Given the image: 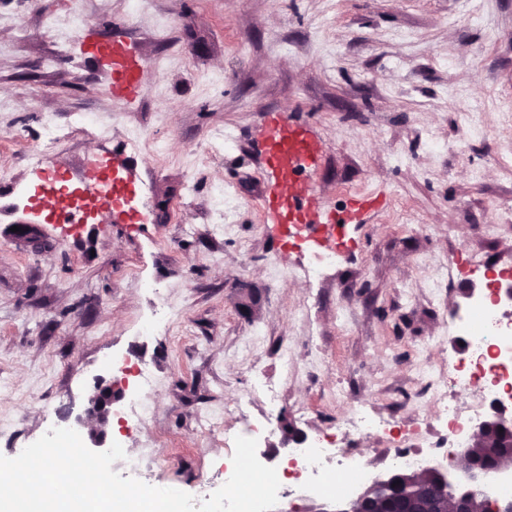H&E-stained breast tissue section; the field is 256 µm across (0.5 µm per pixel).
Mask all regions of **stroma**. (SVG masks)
Listing matches in <instances>:
<instances>
[{"mask_svg":"<svg viewBox=\"0 0 512 512\" xmlns=\"http://www.w3.org/2000/svg\"><path fill=\"white\" fill-rule=\"evenodd\" d=\"M181 46L166 45L127 20L126 0H0V455L41 436L43 408L56 403L69 427L99 384L129 393V368L151 365L152 417L136 431L111 422L107 441L127 457L151 444L150 485L194 492L224 483L229 439L245 427L234 409L256 381L282 390L281 416L306 435L348 411L356 393L378 412L412 387L410 361L435 373L462 352L443 338L449 314L486 291L478 251L506 259L512 284V0H150ZM77 24L58 45L54 19ZM123 40L156 68L135 103L112 97V78L84 50L88 35ZM113 112L102 136L73 135L47 166L71 186L124 151L128 127L140 152L124 181L151 183L139 202L165 222L122 217L55 224L40 201L26 154L44 113L67 120ZM310 128L324 145L309 182L329 206L385 195L369 223L345 230L347 246L321 285L301 270L309 253L284 246L264 221V113ZM482 135L470 137L473 126ZM233 130L240 148L210 138ZM447 144L430 154L427 140ZM192 193H185V183ZM237 196L224 238L211 235L216 188ZM40 225L56 248L34 254L12 235ZM454 264L453 278L439 277ZM438 292L425 293L429 279ZM167 290L173 314L150 336L142 322ZM255 297L251 313L240 291ZM296 356L283 363L281 342ZM118 352L126 370L103 367ZM224 413L215 431L199 416Z\"/></svg>","mask_w":512,"mask_h":512,"instance_id":"1","label":"stroma"}]
</instances>
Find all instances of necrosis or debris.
Masks as SVG:
<instances>
[{
	"label": "necrosis or debris",
	"mask_w": 512,
	"mask_h": 512,
	"mask_svg": "<svg viewBox=\"0 0 512 512\" xmlns=\"http://www.w3.org/2000/svg\"><path fill=\"white\" fill-rule=\"evenodd\" d=\"M105 128L106 116L99 112L72 113L65 125L55 114H45L42 136L28 155V165L41 169L69 133L95 138ZM448 332L464 337L466 347L449 370L447 383L435 382L425 368L415 370L420 385L428 389L430 401L439 407L435 431L423 430L408 412L378 413L350 406L339 423V432L293 443L286 464L277 469L281 487L302 482L319 498L338 487L347 496H357L372 484L375 474L372 460L358 448L366 437L385 443V463L393 470L432 468L447 459L449 449L468 447L474 424L484 412L512 402V320L503 317L499 302L489 296L472 304L465 317L449 319ZM155 383L156 374L150 366L137 367L121 415L127 427L145 423L150 412L146 398Z\"/></svg>",
	"instance_id": "necrosis-or-debris-1"
}]
</instances>
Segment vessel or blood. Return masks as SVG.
Segmentation results:
<instances>
[{
	"mask_svg": "<svg viewBox=\"0 0 512 512\" xmlns=\"http://www.w3.org/2000/svg\"><path fill=\"white\" fill-rule=\"evenodd\" d=\"M87 49L110 71L113 97L134 102L149 76L146 61L130 44L106 37L91 39ZM264 123L267 188L262 208L267 223L299 229L307 239L322 246L333 239V226L362 222L382 206V199L374 197L351 200L339 210L325 209L305 177L307 167L322 154L321 141L307 127L291 122L280 112L265 114Z\"/></svg>",
	"mask_w": 512,
	"mask_h": 512,
	"instance_id": "b4317fda",
	"label": "vessel or blood"
}]
</instances>
